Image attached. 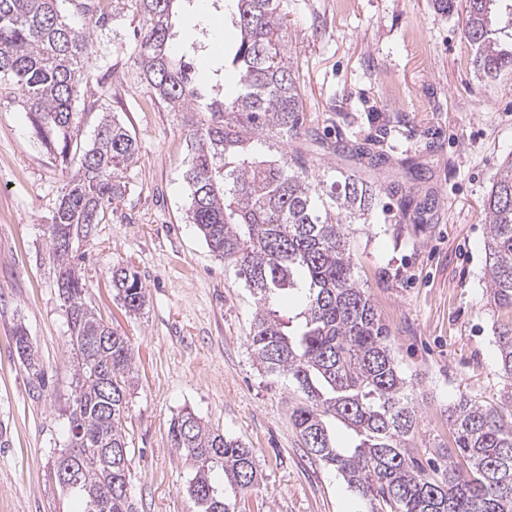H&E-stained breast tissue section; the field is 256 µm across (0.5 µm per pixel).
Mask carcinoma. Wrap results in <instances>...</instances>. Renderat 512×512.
Listing matches in <instances>:
<instances>
[{
  "mask_svg": "<svg viewBox=\"0 0 512 512\" xmlns=\"http://www.w3.org/2000/svg\"><path fill=\"white\" fill-rule=\"evenodd\" d=\"M126 2L142 21L135 59L141 81L191 127L188 220L256 300L249 342L259 366L305 395L292 413L305 448L376 512H512V421L502 410L462 396L448 414L454 447L426 461L402 448L418 429L417 414L388 328L359 286L347 248L349 226L368 220L380 189L355 170L337 171L327 187L293 148L302 136L304 106L284 0H235L238 37L224 55V69L236 74L239 90L203 111L191 64L172 50L177 0ZM465 2L463 34L474 50L475 73L486 80L512 74V34L500 26L503 16L512 17V0ZM112 19L101 0H83L70 19L58 0H0V83L22 92L30 131L64 178L47 238L76 385L53 476L61 465L70 471L72 484L62 488L82 500V512H135L125 431L132 343L85 302L77 269L82 256L59 247L61 240L87 236L124 198L123 173L138 152L129 129L107 113L85 141L82 113L74 107L96 60L88 25L105 27ZM76 158L80 168L72 174ZM483 214L489 297L512 311V157L496 172ZM112 288L129 312L146 304L131 268L112 270ZM294 290L304 293L305 304L292 327L278 306ZM99 336L112 341L89 346ZM13 340L28 377L46 387V371L23 325L14 327ZM496 343L500 369L512 376V319L499 325ZM328 415L359 442L336 446ZM170 434L172 447L191 465L187 492L196 512H234L212 472L223 470L242 490L254 487L259 466L253 450L189 409L172 420ZM72 448L81 452L72 456Z\"/></svg>",
  "mask_w": 512,
  "mask_h": 512,
  "instance_id": "1",
  "label": "carcinoma"
}]
</instances>
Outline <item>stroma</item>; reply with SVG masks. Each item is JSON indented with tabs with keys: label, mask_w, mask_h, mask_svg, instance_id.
Here are the masks:
<instances>
[{
	"label": "stroma",
	"mask_w": 512,
	"mask_h": 512,
	"mask_svg": "<svg viewBox=\"0 0 512 512\" xmlns=\"http://www.w3.org/2000/svg\"><path fill=\"white\" fill-rule=\"evenodd\" d=\"M288 46L302 94L298 147L313 171L356 168L381 186L370 224L348 241L359 284L390 332L398 368L413 391L419 425L403 446L434 456L447 442L448 410L460 396L512 412V376L500 369L495 330L504 315L487 299V226L482 201L512 156V80L475 77L464 13L441 15L431 0H287ZM232 0L181 4L175 51H190L203 94L225 80L224 46L234 37ZM133 14L94 32L105 50L94 63L98 101L82 126L92 135L115 115L139 151L125 170L127 193L91 236L78 241L87 302L134 347L128 398L130 496L137 512H189L191 468L171 445L175 415L190 408L252 448L261 477L247 491L225 486L236 512H370L332 467L311 456L292 420L303 400L287 378L265 373L249 346L255 301L232 267L187 221L183 172L189 131L140 79ZM386 158L370 167L358 148ZM419 167L413 189L389 194ZM62 175L32 138L20 92L0 85V512H80L52 462L67 439L75 371L68 323L47 260L45 226ZM432 200L423 209L424 200ZM420 208L417 223L394 216ZM132 266L146 305L126 312L114 267ZM23 324L51 380L34 388L15 352Z\"/></svg>",
	"instance_id": "35a3bbf8"
}]
</instances>
